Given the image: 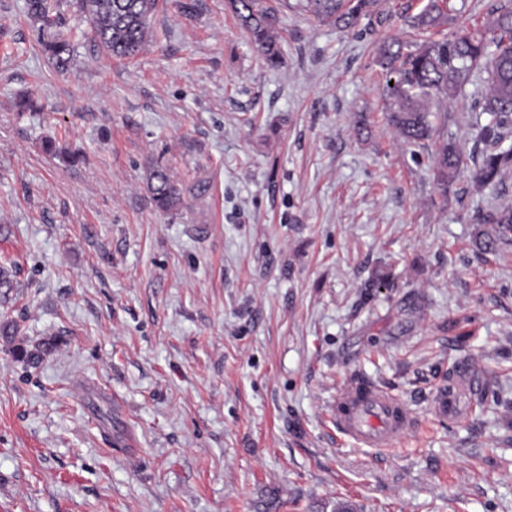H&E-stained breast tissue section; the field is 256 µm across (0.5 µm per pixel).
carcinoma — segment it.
Wrapping results in <instances>:
<instances>
[{"instance_id":"carcinoma-1","label":"carcinoma","mask_w":512,"mask_h":512,"mask_svg":"<svg viewBox=\"0 0 512 512\" xmlns=\"http://www.w3.org/2000/svg\"><path fill=\"white\" fill-rule=\"evenodd\" d=\"M306 11L323 23L345 28L380 12L383 0H299ZM482 25L461 23L451 38L402 41L392 38L380 48L378 63L395 77L386 86L389 100L387 120L407 144L423 146L437 128L431 120V104L467 83L477 71L488 74L489 90L473 104L478 112L471 126L474 143L483 146L474 161V181L480 185H501L512 170V147L502 143L512 129V0H494ZM241 25L251 34L267 63L279 62L280 47L274 10L259 0H231ZM77 12L91 25L97 49L115 59L136 55L150 35L149 18L156 0H75ZM27 16L37 32L39 44L58 71L70 66L73 46L63 30L61 17L50 15L48 0H26ZM448 21L447 0H428L423 9L404 22L425 32ZM489 116L487 122L480 115ZM463 164L455 143L445 142L435 159L437 184L444 193ZM149 190L156 206L174 209L181 201L180 189L166 167L153 168ZM481 224L495 225L494 234L480 242L486 251L512 244V206L506 205L483 215Z\"/></svg>"}]
</instances>
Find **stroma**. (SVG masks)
<instances>
[{"instance_id": "obj_1", "label": "stroma", "mask_w": 512, "mask_h": 512, "mask_svg": "<svg viewBox=\"0 0 512 512\" xmlns=\"http://www.w3.org/2000/svg\"><path fill=\"white\" fill-rule=\"evenodd\" d=\"M426 2L342 29L262 0L272 68L229 0H157L128 60L51 0L59 72L0 0V512H512V246L476 245L512 172L482 186L468 161L440 192V142L397 137L375 62ZM486 88L432 105L466 155ZM464 360L483 404L449 421ZM358 381L416 416L397 447L337 431ZM148 187L156 206L162 210H172L181 201L180 189L164 166L153 168ZM462 389L458 386H448L440 392L436 402V413L448 419L462 418L465 405L461 403Z\"/></svg>"}]
</instances>
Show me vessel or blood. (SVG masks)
<instances>
[{"label":"vessel or blood","instance_id":"obj_1","mask_svg":"<svg viewBox=\"0 0 512 512\" xmlns=\"http://www.w3.org/2000/svg\"><path fill=\"white\" fill-rule=\"evenodd\" d=\"M460 386L442 390L437 414L463 417ZM331 413L337 428L356 444L369 448L396 447L414 427L412 412L389 391L373 384H350L336 394Z\"/></svg>","mask_w":512,"mask_h":512}]
</instances>
